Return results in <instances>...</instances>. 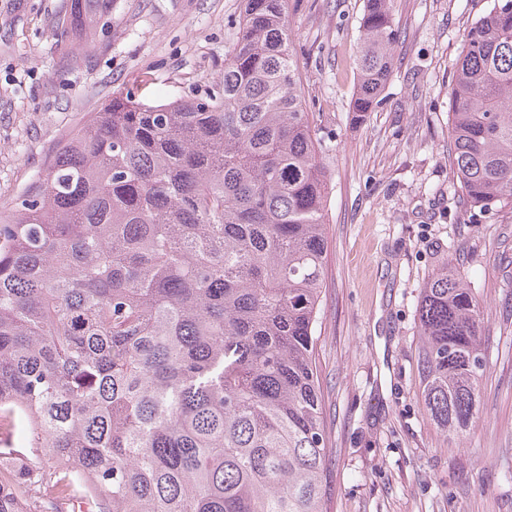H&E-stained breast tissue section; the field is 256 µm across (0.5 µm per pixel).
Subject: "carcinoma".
I'll list each match as a JSON object with an SVG mask.
<instances>
[{
	"instance_id": "1",
	"label": "carcinoma",
	"mask_w": 512,
	"mask_h": 512,
	"mask_svg": "<svg viewBox=\"0 0 512 512\" xmlns=\"http://www.w3.org/2000/svg\"><path fill=\"white\" fill-rule=\"evenodd\" d=\"M112 0L57 23L95 31ZM286 0H245L222 84L112 94L0 209V416L26 418L25 476L103 512H323L315 324L327 149L305 107ZM357 120L397 31L364 0ZM448 158L480 215L512 209V0L464 33ZM421 397L453 443L478 412L480 302L444 260L422 288Z\"/></svg>"
}]
</instances>
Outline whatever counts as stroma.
Returning a JSON list of instances; mask_svg holds the SVG:
<instances>
[{
    "label": "stroma",
    "instance_id": "1",
    "mask_svg": "<svg viewBox=\"0 0 512 512\" xmlns=\"http://www.w3.org/2000/svg\"><path fill=\"white\" fill-rule=\"evenodd\" d=\"M490 0H390L394 68L352 119L363 0H287L305 106L329 146L316 362L328 439L324 512H512V212L449 204L448 90ZM73 0H0V208L58 141L123 88L151 100L222 82L244 0H112L92 45L53 31ZM482 303L479 411L449 443L417 362L421 288L441 261Z\"/></svg>",
    "mask_w": 512,
    "mask_h": 512
}]
</instances>
